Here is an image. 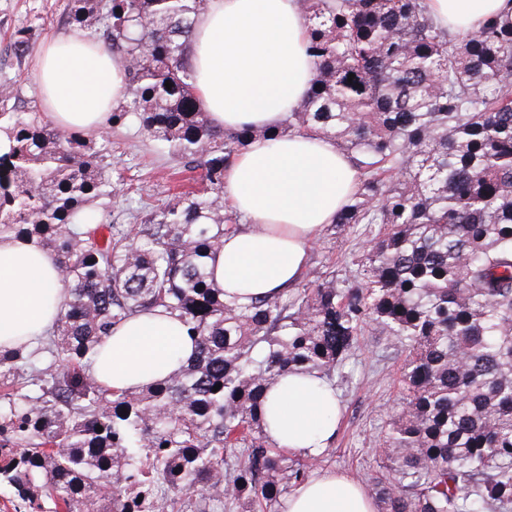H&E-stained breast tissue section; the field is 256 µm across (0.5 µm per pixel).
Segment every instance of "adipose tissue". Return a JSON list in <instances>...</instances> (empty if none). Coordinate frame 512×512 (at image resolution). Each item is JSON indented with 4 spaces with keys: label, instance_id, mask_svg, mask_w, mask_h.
I'll list each match as a JSON object with an SVG mask.
<instances>
[{
    "label": "adipose tissue",
    "instance_id": "adipose-tissue-1",
    "mask_svg": "<svg viewBox=\"0 0 512 512\" xmlns=\"http://www.w3.org/2000/svg\"><path fill=\"white\" fill-rule=\"evenodd\" d=\"M435 24L473 33L512 16V0H424ZM299 0H207L192 37L195 85L212 123L227 130L276 128L307 96L314 63L306 52ZM46 113L66 130L99 129L126 98L123 67L97 42L56 38L37 56ZM358 188L357 170L334 141L290 133L252 140L224 173V198L243 219L224 236L211 278L247 303L297 286L310 248ZM68 300L62 276L32 241L0 238V346L29 342L54 326ZM195 352L181 320L156 313L116 326L91 363L95 377L133 391L172 376ZM267 439L317 457L333 442L341 404L318 373L281 377L264 404ZM279 512H377L374 498L346 474L306 479Z\"/></svg>",
    "mask_w": 512,
    "mask_h": 512
}]
</instances>
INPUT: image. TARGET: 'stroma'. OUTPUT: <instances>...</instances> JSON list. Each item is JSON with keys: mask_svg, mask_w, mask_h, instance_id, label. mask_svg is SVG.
Listing matches in <instances>:
<instances>
[{"mask_svg": "<svg viewBox=\"0 0 512 512\" xmlns=\"http://www.w3.org/2000/svg\"><path fill=\"white\" fill-rule=\"evenodd\" d=\"M67 0H0V85L11 84L16 96L0 102V112H39L36 51L60 36L73 35L66 19ZM28 30L34 49L16 58L7 45L13 32ZM92 146L107 152L112 172L122 175L125 188L96 201L101 222L133 223L128 198L164 200L172 186L177 157L159 153L135 123L108 128L88 136ZM364 237L326 226L311 250L308 267L343 271L352 255L362 253ZM403 355L393 341L365 330L340 372L333 376L343 406L334 442L314 461V468L344 471L362 484L378 470L383 456L377 446L399 408L398 378Z\"/></svg>", "mask_w": 512, "mask_h": 512, "instance_id": "obj_1", "label": "stroma"}]
</instances>
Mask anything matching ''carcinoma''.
<instances>
[{
  "instance_id": "obj_1",
  "label": "carcinoma",
  "mask_w": 512,
  "mask_h": 512,
  "mask_svg": "<svg viewBox=\"0 0 512 512\" xmlns=\"http://www.w3.org/2000/svg\"><path fill=\"white\" fill-rule=\"evenodd\" d=\"M300 4L315 74L275 133L226 131L204 110L190 45L205 0H68V23L125 69L111 124L138 123L201 171L202 188L146 206L142 224L94 222L116 193L102 150L38 112L0 113V237L35 240L70 296L36 348H0V486L25 512H275L310 460L268 442L266 391L296 368L330 375L367 326L405 353L371 478L382 512H512V19L451 34L423 0ZM10 47L26 54L27 31ZM288 132L350 154L359 188L335 224L369 247L342 280L312 271L226 300L209 275L240 223L224 170ZM159 309L187 325L195 359L135 391L99 382L102 340Z\"/></svg>"
}]
</instances>
